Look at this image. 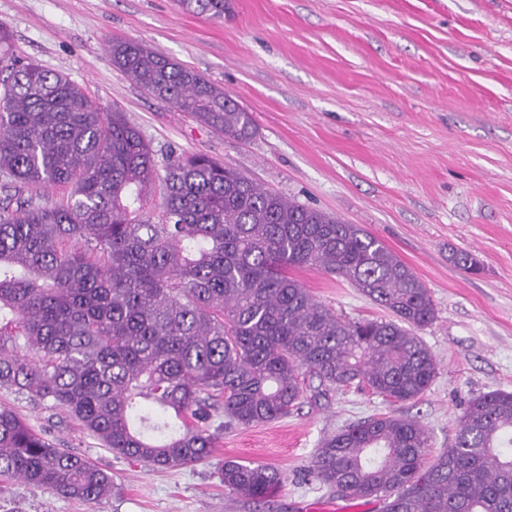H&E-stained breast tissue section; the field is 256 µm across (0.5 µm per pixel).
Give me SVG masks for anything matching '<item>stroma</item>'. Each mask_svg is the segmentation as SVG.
<instances>
[{"mask_svg": "<svg viewBox=\"0 0 512 512\" xmlns=\"http://www.w3.org/2000/svg\"><path fill=\"white\" fill-rule=\"evenodd\" d=\"M233 5L214 21L177 0H0V23L19 57L120 109L157 156L208 154L379 238L431 291L436 315L420 335L437 375L416 401L346 388L266 424L224 428L209 460L175 470L117 456L52 401L1 388L0 405L105 469L116 489L85 503L0 480V512H381L380 501L337 497L309 475L324 439L379 414L415 418L430 464L472 397L512 391V0ZM115 36L204 74L252 112L257 134L226 137L147 94L113 66ZM459 250L478 271L451 262ZM297 277L341 317L388 316L344 279ZM227 459L273 466L284 482L268 502L240 498L220 479Z\"/></svg>", "mask_w": 512, "mask_h": 512, "instance_id": "1", "label": "stroma"}]
</instances>
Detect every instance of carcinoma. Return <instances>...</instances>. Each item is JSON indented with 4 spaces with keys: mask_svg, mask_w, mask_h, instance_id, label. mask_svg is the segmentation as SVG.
Returning <instances> with one entry per match:
<instances>
[{
    "mask_svg": "<svg viewBox=\"0 0 512 512\" xmlns=\"http://www.w3.org/2000/svg\"><path fill=\"white\" fill-rule=\"evenodd\" d=\"M222 19L231 0H178ZM112 64L143 90L226 137L253 114L201 73L135 40ZM71 187L52 205L40 188ZM161 188L159 212L147 195ZM353 284L391 319L343 320L295 272ZM429 289L357 224L291 201L202 153L156 159L117 110L25 62L0 23V387L49 399L114 454L160 470L208 458L226 426L268 423L351 386L420 399L437 362L418 331ZM224 415L217 424L215 417ZM416 419L377 415L326 438L314 479L383 512H512V392L473 397L434 464ZM0 477L97 502L104 469L0 406ZM224 488L261 502L284 477L226 460Z\"/></svg>",
    "mask_w": 512,
    "mask_h": 512,
    "instance_id": "1",
    "label": "carcinoma"
}]
</instances>
